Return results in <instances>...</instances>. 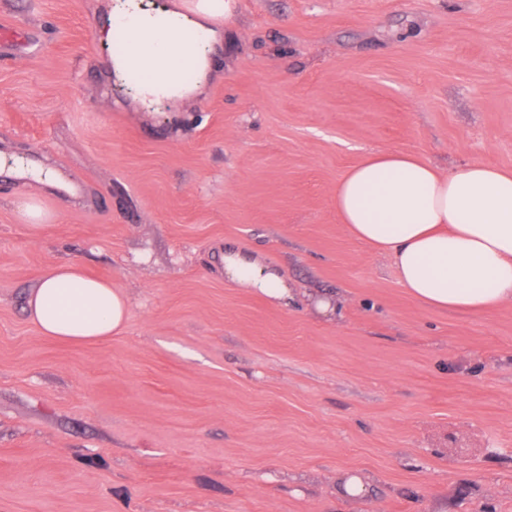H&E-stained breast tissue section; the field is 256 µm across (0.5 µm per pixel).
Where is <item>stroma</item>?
<instances>
[{"label": "stroma", "mask_w": 512, "mask_h": 512, "mask_svg": "<svg viewBox=\"0 0 512 512\" xmlns=\"http://www.w3.org/2000/svg\"><path fill=\"white\" fill-rule=\"evenodd\" d=\"M109 3L0 0V157L82 191L0 176V512H512V302L421 304L333 202L377 151L512 170V0H235L176 110L112 75ZM228 243L287 306L225 286ZM64 262L126 294L121 333L31 323Z\"/></svg>", "instance_id": "obj_1"}]
</instances>
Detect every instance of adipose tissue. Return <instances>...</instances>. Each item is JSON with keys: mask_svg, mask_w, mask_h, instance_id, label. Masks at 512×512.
Wrapping results in <instances>:
<instances>
[{"mask_svg": "<svg viewBox=\"0 0 512 512\" xmlns=\"http://www.w3.org/2000/svg\"><path fill=\"white\" fill-rule=\"evenodd\" d=\"M230 0H200L194 16L176 5L145 9L138 0L112 7L113 30L127 31L133 50L113 56L115 76L137 64L140 102L179 105L201 95L223 40L214 21ZM194 71L196 81L183 76ZM336 214L346 232L390 259L403 288L422 304L478 313L512 301V172L469 163L441 173L402 152L380 151L350 167L336 185ZM224 283L277 304L293 290L258 254L225 245ZM126 295L75 263L51 267L35 285L28 315L48 337L94 342L121 331Z\"/></svg>", "mask_w": 512, "mask_h": 512, "instance_id": "adipose-tissue-1", "label": "adipose tissue"}]
</instances>
